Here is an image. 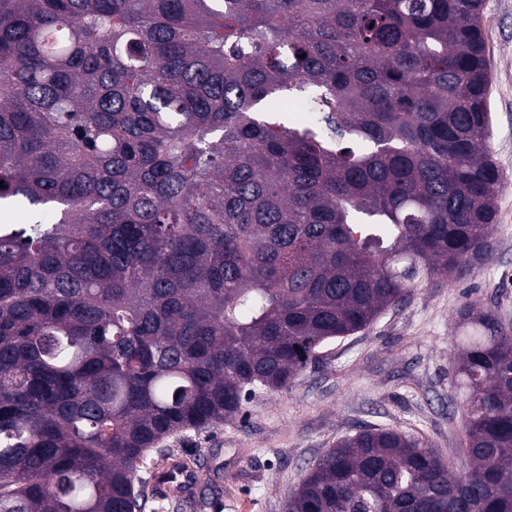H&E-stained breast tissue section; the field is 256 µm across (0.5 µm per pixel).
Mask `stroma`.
<instances>
[{
    "mask_svg": "<svg viewBox=\"0 0 512 512\" xmlns=\"http://www.w3.org/2000/svg\"><path fill=\"white\" fill-rule=\"evenodd\" d=\"M483 37L493 160L504 178L492 250L465 274L439 275L411 290L370 327L336 341L288 390L246 404L232 420L172 433V458L199 465L190 493L159 488L167 463L149 455L139 470L147 512H285L309 465L342 437L369 425L413 428L445 456L462 432L450 354L468 304L512 324V0H485Z\"/></svg>",
    "mask_w": 512,
    "mask_h": 512,
    "instance_id": "obj_1",
    "label": "stroma"
}]
</instances>
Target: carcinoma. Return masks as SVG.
I'll list each match as a JSON object with an SVG mask.
<instances>
[{
	"instance_id": "obj_1",
	"label": "carcinoma",
	"mask_w": 512,
	"mask_h": 512,
	"mask_svg": "<svg viewBox=\"0 0 512 512\" xmlns=\"http://www.w3.org/2000/svg\"><path fill=\"white\" fill-rule=\"evenodd\" d=\"M483 6L0 0V512H145L166 436L486 255ZM460 317L461 458L364 428L285 512H512V328Z\"/></svg>"
}]
</instances>
